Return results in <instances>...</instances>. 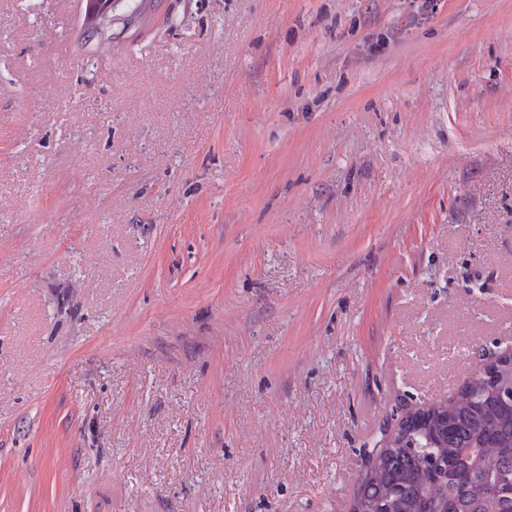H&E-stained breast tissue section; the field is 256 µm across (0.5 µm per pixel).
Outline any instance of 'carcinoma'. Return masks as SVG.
<instances>
[{"label":"carcinoma","mask_w":512,"mask_h":512,"mask_svg":"<svg viewBox=\"0 0 512 512\" xmlns=\"http://www.w3.org/2000/svg\"><path fill=\"white\" fill-rule=\"evenodd\" d=\"M361 476L364 512H512V364L480 372L447 409L404 420Z\"/></svg>","instance_id":"cac0c4a2"}]
</instances>
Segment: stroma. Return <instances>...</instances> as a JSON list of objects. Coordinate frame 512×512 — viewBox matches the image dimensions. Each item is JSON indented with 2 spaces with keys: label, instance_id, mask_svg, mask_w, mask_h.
Returning <instances> with one entry per match:
<instances>
[{
  "label": "stroma",
  "instance_id": "1",
  "mask_svg": "<svg viewBox=\"0 0 512 512\" xmlns=\"http://www.w3.org/2000/svg\"><path fill=\"white\" fill-rule=\"evenodd\" d=\"M0 0V512H352L512 353V0Z\"/></svg>",
  "mask_w": 512,
  "mask_h": 512
}]
</instances>
